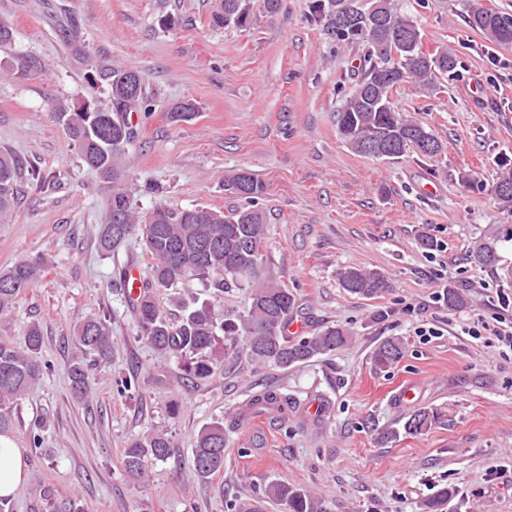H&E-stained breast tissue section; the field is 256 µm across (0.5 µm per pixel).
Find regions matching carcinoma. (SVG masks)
Masks as SVG:
<instances>
[{"label":"carcinoma","instance_id":"cac0c4a2","mask_svg":"<svg viewBox=\"0 0 512 512\" xmlns=\"http://www.w3.org/2000/svg\"><path fill=\"white\" fill-rule=\"evenodd\" d=\"M375 0H314L312 18L321 23L328 35L339 43L363 47L357 74L345 89L343 105L336 115L337 130L349 147L363 156L395 163L411 150L430 158L443 151V144L424 126L407 119L389 106L381 111L373 101L383 70L389 68L394 79L387 91L404 83H414L420 91L437 88L438 76L455 69L456 59L443 47L435 52L422 50V35L417 22L404 12L399 0H382L385 20L373 19ZM349 14L353 22L336 25L338 15ZM249 21L246 0H222V10L213 14L217 26H245ZM471 28L486 34L501 46L512 45V14L472 5L468 15ZM129 69H114L108 75L111 107L101 112H77L69 107L55 110L82 161L112 179V193L107 211L122 208V224L108 220L99 248L106 254L119 252L133 233H138L151 259L150 276L141 283L132 299L141 339L155 350L181 359L185 376L205 380L224 368V362L240 350L264 365L282 369L309 362L347 345L351 336L340 326H328L313 336L294 339L285 325L299 311L296 297L285 288L263 254L267 228L255 202L263 196L265 184L254 174L247 175L249 192L243 196L248 206L229 213L210 208L177 209L160 205L144 223H139L133 199L122 179L123 157L132 145L135 132L126 116L151 111V99L145 87L132 92L124 78ZM22 162L9 153H0V217L13 209L17 178ZM495 195L505 205L512 204V175L504 176L494 187ZM478 259L490 268L498 266L494 239L480 242ZM47 259H23L0 270V317L13 308L18 296L42 277ZM342 287L353 295L374 298L387 288L380 273L346 267L338 273ZM190 279L206 282L216 293L232 287L249 289V306L243 312L220 313L207 300L197 297L175 298L181 309L172 319L159 308L157 295L176 290ZM81 352L106 357L112 349V331L106 318L83 322L74 330ZM43 336L34 323L22 340L0 336V434L13 428L10 406L27 396L39 384L50 364L41 357ZM404 354L397 338L382 341L373 351L376 367L388 368ZM68 376L76 397L89 395L84 364L73 361ZM299 402L285 392L264 388L255 392L248 415L288 417ZM439 420L431 408H419L409 415L405 432L421 434ZM226 440L224 422L215 421L198 434L193 449V474L208 480L224 470ZM173 442L163 432H152L130 441L124 451L128 474L141 478L144 462L151 458L165 461L172 455ZM448 488L438 489L425 503V512H447ZM265 496L283 512H327L325 504L305 489L272 482Z\"/></svg>","mask_w":512,"mask_h":512}]
</instances>
